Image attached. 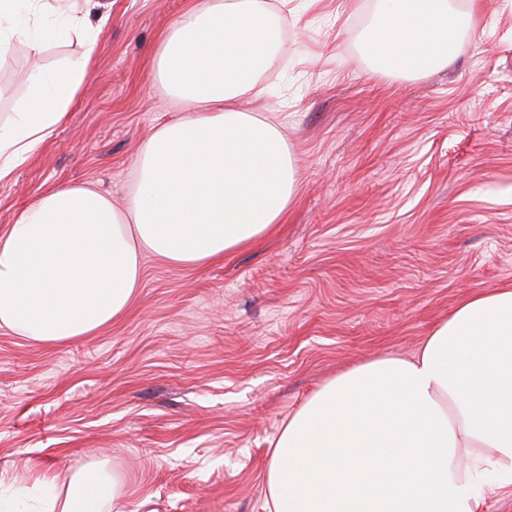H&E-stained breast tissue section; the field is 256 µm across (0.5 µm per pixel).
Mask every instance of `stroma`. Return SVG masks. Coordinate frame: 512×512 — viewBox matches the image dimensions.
Returning a JSON list of instances; mask_svg holds the SVG:
<instances>
[{
  "label": "stroma",
  "mask_w": 512,
  "mask_h": 512,
  "mask_svg": "<svg viewBox=\"0 0 512 512\" xmlns=\"http://www.w3.org/2000/svg\"><path fill=\"white\" fill-rule=\"evenodd\" d=\"M110 14L65 121L0 181V231L50 189L123 206L135 153L178 109L150 73L189 0H99ZM277 69L252 112L297 158L283 224L201 267L141 259L138 294L95 335L57 346L0 328V484L95 460L130 478L126 512H268L289 417L326 381L414 353L467 294L512 284V0H448L447 67L376 71L377 0H290ZM84 51L48 40L0 62V116L34 66Z\"/></svg>",
  "instance_id": "35a3bbf8"
}]
</instances>
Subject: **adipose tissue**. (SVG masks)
<instances>
[{
  "mask_svg": "<svg viewBox=\"0 0 512 512\" xmlns=\"http://www.w3.org/2000/svg\"><path fill=\"white\" fill-rule=\"evenodd\" d=\"M81 32L84 52L37 72L0 123V180L64 121L97 39L75 0H0V60ZM365 38L392 74L448 64V0H380ZM270 0H192L152 69L186 113L139 147L124 208L85 185L43 194L0 233V328L59 345L123 314L141 257L199 266L265 238L296 197L280 125L238 102L277 66ZM271 512H482L512 495V285L462 298L415 354L380 355L316 390L279 434L266 473ZM126 477L98 460L0 489V512H123Z\"/></svg>",
  "mask_w": 512,
  "mask_h": 512,
  "instance_id": "adipose-tissue-1",
  "label": "adipose tissue"
}]
</instances>
